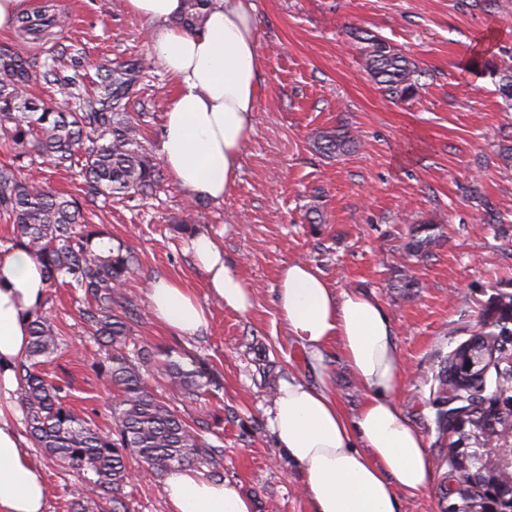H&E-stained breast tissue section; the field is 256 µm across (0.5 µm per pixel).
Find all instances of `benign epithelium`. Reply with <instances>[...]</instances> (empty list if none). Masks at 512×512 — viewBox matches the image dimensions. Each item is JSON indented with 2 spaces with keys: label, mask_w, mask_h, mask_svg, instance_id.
I'll list each match as a JSON object with an SVG mask.
<instances>
[{
  "label": "benign epithelium",
  "mask_w": 512,
  "mask_h": 512,
  "mask_svg": "<svg viewBox=\"0 0 512 512\" xmlns=\"http://www.w3.org/2000/svg\"><path fill=\"white\" fill-rule=\"evenodd\" d=\"M510 344L512 336L474 338L454 358L453 378L465 385L484 378L492 365L499 374L494 395L477 398L451 418V430L459 440L448 447V457L461 476L468 512H512V479L499 475L506 467L512 470V434L501 432L493 420L481 429L474 428L478 416L512 414Z\"/></svg>",
  "instance_id": "1"
}]
</instances>
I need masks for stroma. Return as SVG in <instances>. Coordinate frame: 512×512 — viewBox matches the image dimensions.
Returning a JSON list of instances; mask_svg holds the SVG:
<instances>
[{
    "instance_id": "35a3bbf8",
    "label": "stroma",
    "mask_w": 512,
    "mask_h": 512,
    "mask_svg": "<svg viewBox=\"0 0 512 512\" xmlns=\"http://www.w3.org/2000/svg\"><path fill=\"white\" fill-rule=\"evenodd\" d=\"M34 11L69 16L26 51L44 71L60 56L48 93L59 100L90 94L103 60L144 64L127 108L145 113L144 143L158 151L164 112L175 88L153 59L147 23L124 0H32ZM261 57L258 112L242 152L239 176L221 202L189 201L173 178L151 196L106 202L83 193L79 180L44 165L50 186L79 195L94 224L136 254L125 293L145 315L137 344L151 350L186 348L204 355L224 376L220 397L180 405L206 418L208 442L224 448V478L252 512H309L299 469L278 448L267 410L279 381L328 382L338 403L355 415L364 393L341 353L328 347L311 359L288 335L275 304L283 263L304 260L337 289L374 294L389 313L406 377L398 405L426 441L432 482L402 500V512H448L458 502L448 464L450 438L438 424L443 404L438 375L449 354L493 324L496 297L512 293V109L487 76L466 62L491 38V54L512 58V0H253ZM387 39L421 70L422 88L396 102L373 82L356 50L355 32ZM340 126L355 143L327 159L313 141ZM503 215L500 224L487 212ZM190 215L191 233L213 236L224 257L254 289L252 309H227L212 295L205 273L187 252L191 233L173 221ZM432 221L428 251L409 244L418 224ZM191 288L207 307V329L177 336L149 314L153 279ZM62 353L44 369L69 388V399L105 432L109 398L94 361L95 346L69 289L51 288ZM49 487L47 512H69L83 484L59 470L38 448Z\"/></svg>"
}]
</instances>
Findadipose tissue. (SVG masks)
I'll return each mask as SVG.
<instances>
[{
	"label": "adipose tissue",
	"mask_w": 512,
	"mask_h": 512,
	"mask_svg": "<svg viewBox=\"0 0 512 512\" xmlns=\"http://www.w3.org/2000/svg\"><path fill=\"white\" fill-rule=\"evenodd\" d=\"M124 3L149 25L151 52L177 87L164 114L161 160L189 198L223 201L257 110L255 6L252 0H212L204 24L191 32L177 23L183 0ZM188 249L227 308H252V289L227 265L222 246L201 233ZM48 288L29 252L0 250V512H46L45 472L31 462L29 443L15 424V367ZM148 300L153 316L178 334L193 336L209 325V311L175 280L154 279ZM276 307L289 336L315 361L336 344L364 392L351 418L327 387L292 380L277 389L268 423L302 473L310 512H401L402 496L428 489L432 466L423 435L396 403L402 365L386 309L363 291L333 288L303 261L280 267ZM163 493L172 512H252L233 485L188 469L170 471Z\"/></svg>",
	"instance_id": "ef3b65f1"
}]
</instances>
